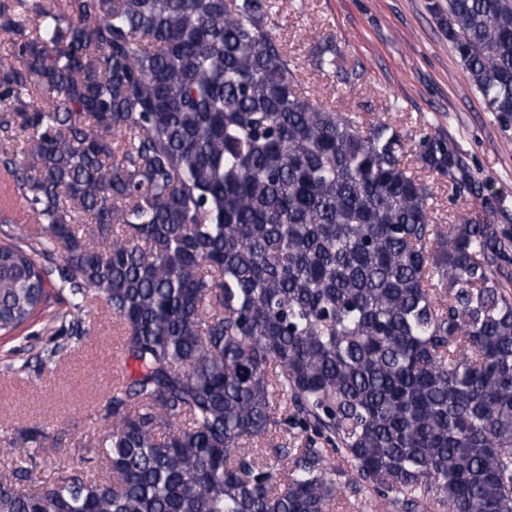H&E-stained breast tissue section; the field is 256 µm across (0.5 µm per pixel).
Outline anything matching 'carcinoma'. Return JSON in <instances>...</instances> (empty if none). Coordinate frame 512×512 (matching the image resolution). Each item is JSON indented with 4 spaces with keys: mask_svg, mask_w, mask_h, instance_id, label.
<instances>
[{
    "mask_svg": "<svg viewBox=\"0 0 512 512\" xmlns=\"http://www.w3.org/2000/svg\"><path fill=\"white\" fill-rule=\"evenodd\" d=\"M268 0H0V170L42 225L0 217V336L67 303L40 355L91 335L90 295L133 373L112 426L0 512H512V228L439 130L312 103ZM448 41L512 120V0H448ZM317 71L343 70L335 45ZM420 168L482 213L438 224ZM306 435L277 483L252 444ZM343 458L346 471L331 466ZM332 512H386L383 509L368 507L365 496H355L349 491H344L336 501V507Z\"/></svg>",
    "mask_w": 512,
    "mask_h": 512,
    "instance_id": "carcinoma-1",
    "label": "carcinoma"
}]
</instances>
